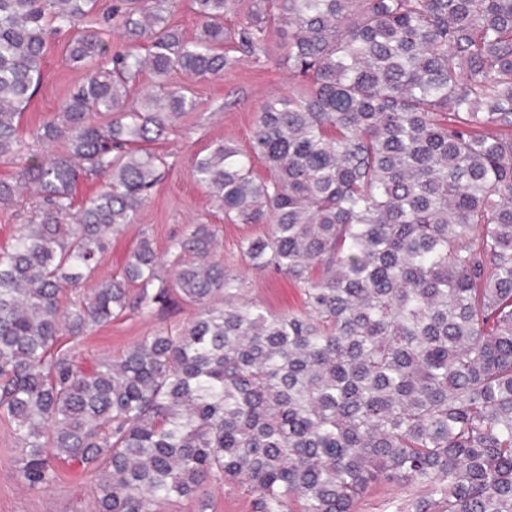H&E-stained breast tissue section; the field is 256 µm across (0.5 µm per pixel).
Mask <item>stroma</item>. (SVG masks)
<instances>
[{"instance_id":"stroma-1","label":"stroma","mask_w":512,"mask_h":512,"mask_svg":"<svg viewBox=\"0 0 512 512\" xmlns=\"http://www.w3.org/2000/svg\"><path fill=\"white\" fill-rule=\"evenodd\" d=\"M268 27L267 57L240 59L218 78H196L184 72L169 76L171 86L189 90L196 108L181 118L168 138L160 142L159 151L167 155L164 177L152 189L138 222L113 239L111 250L101 262L100 274L119 272L141 238H149L157 254L162 255L173 239L182 235L186 225L213 224L222 240L216 257L223 261L226 270L244 279L248 297L274 313L302 309L303 296L292 280L272 272H256L240 258L239 238L248 233H263L265 225L225 223L223 211L214 205L207 189L191 176L195 158L207 154L218 142L227 140L242 150H250L259 106L270 97L289 94L301 83V75L289 67L285 57L283 31L274 21ZM67 40V35L62 34L47 45L40 83L22 117L24 131H31L51 118L83 78L82 67L65 60ZM193 313L191 306L176 302L146 317L132 315L113 320L77 340L62 338L61 346L87 358L117 356L154 332L183 328ZM16 453L13 430L8 422L0 420V512H95L93 472L65 466L54 486L31 491L17 475ZM415 496L410 487H375L358 503L357 512H413ZM255 498V492L247 487L216 484L193 498L162 505L161 512H254Z\"/></svg>"}]
</instances>
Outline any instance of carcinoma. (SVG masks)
<instances>
[{"label":"carcinoma","mask_w":512,"mask_h":512,"mask_svg":"<svg viewBox=\"0 0 512 512\" xmlns=\"http://www.w3.org/2000/svg\"><path fill=\"white\" fill-rule=\"evenodd\" d=\"M193 2L189 41L167 22L176 0H112L95 23L94 0H0V204H32L0 249L20 480L98 472L96 512H159L210 482L258 493L255 512H356L381 484L414 487V512H512V0H260L230 29L229 0ZM267 16L307 82L257 110L251 152L221 143L193 176L231 223L268 225L239 253L304 309L246 299L212 224L186 226L165 277L145 237L98 274L162 177L153 145L196 106L170 73L266 55ZM114 30L130 49L111 51ZM65 31L83 81L23 158ZM82 179L99 189L79 196ZM174 294L196 310L175 334L92 361L56 349Z\"/></svg>","instance_id":"obj_1"}]
</instances>
